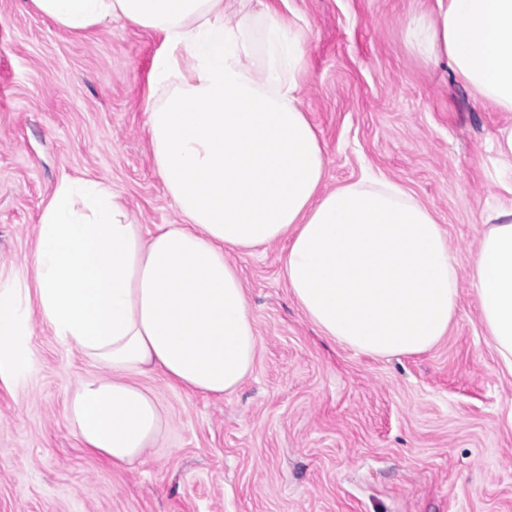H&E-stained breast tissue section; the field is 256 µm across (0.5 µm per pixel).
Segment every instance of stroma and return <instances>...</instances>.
I'll return each mask as SVG.
<instances>
[{
	"mask_svg": "<svg viewBox=\"0 0 512 512\" xmlns=\"http://www.w3.org/2000/svg\"><path fill=\"white\" fill-rule=\"evenodd\" d=\"M309 24L301 109L325 145V186L381 174L433 212L468 266L505 177L512 123L447 63L425 62L408 21L434 0H288ZM161 47L121 22L76 35L0 0V280L25 279L42 207L66 176L107 181L149 232L179 223L151 156ZM283 244L238 254L261 344L234 394L138 377L164 410L130 467L83 448L66 405L100 369L33 322L31 370L0 383V512H512V373L468 277L432 349L373 357L322 336L282 276ZM495 151L500 164L512 173V124L499 129Z\"/></svg>",
	"mask_w": 512,
	"mask_h": 512,
	"instance_id": "1",
	"label": "stroma"
}]
</instances>
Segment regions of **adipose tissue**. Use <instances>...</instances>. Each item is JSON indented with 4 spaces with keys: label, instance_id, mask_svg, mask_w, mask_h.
<instances>
[{
    "label": "adipose tissue",
    "instance_id": "1",
    "mask_svg": "<svg viewBox=\"0 0 512 512\" xmlns=\"http://www.w3.org/2000/svg\"><path fill=\"white\" fill-rule=\"evenodd\" d=\"M258 2L253 12L226 0H31L74 34L123 22L163 40L147 126L182 223L142 235L110 183L65 177L41 210L32 289L0 283V379L29 366L35 316L109 369L79 384L68 417L115 466L140 461L162 424L136 376L222 396L254 372L260 338L230 254L287 241L282 275L306 317L370 356L427 351L456 313L458 257L426 205L384 178L323 191L324 145L299 100L308 25ZM437 4L409 22L415 48L512 112V0ZM502 188L468 275L512 370V181Z\"/></svg>",
    "mask_w": 512,
    "mask_h": 512
}]
</instances>
